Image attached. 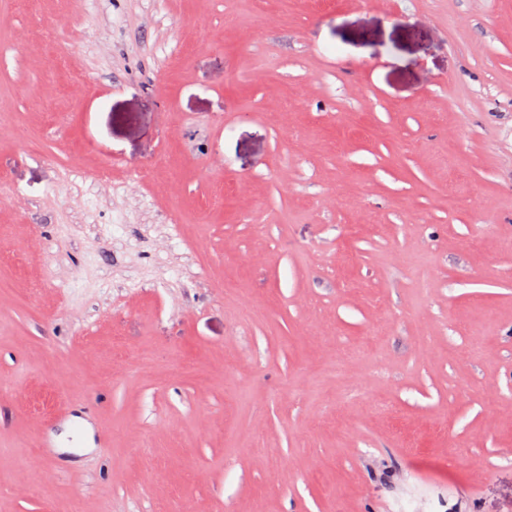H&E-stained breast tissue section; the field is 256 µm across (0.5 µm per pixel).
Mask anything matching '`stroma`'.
Segmentation results:
<instances>
[{
  "label": "stroma",
  "instance_id": "stroma-1",
  "mask_svg": "<svg viewBox=\"0 0 512 512\" xmlns=\"http://www.w3.org/2000/svg\"><path fill=\"white\" fill-rule=\"evenodd\" d=\"M0 185V512H512V0H0Z\"/></svg>",
  "mask_w": 512,
  "mask_h": 512
}]
</instances>
